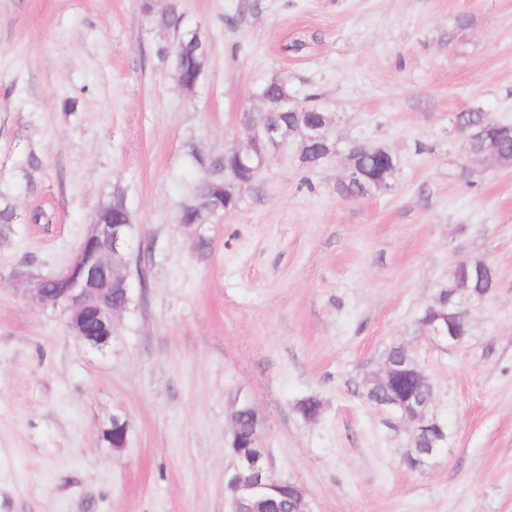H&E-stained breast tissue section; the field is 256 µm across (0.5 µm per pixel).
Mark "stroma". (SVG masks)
<instances>
[{"label": "stroma", "mask_w": 512, "mask_h": 512, "mask_svg": "<svg viewBox=\"0 0 512 512\" xmlns=\"http://www.w3.org/2000/svg\"><path fill=\"white\" fill-rule=\"evenodd\" d=\"M140 3L0 0V193L51 218L0 231V512H228L243 396L271 476L303 485L313 512H512V167L467 161L454 124L512 123V0H181L208 49L192 91ZM274 77L332 115L338 156L305 169L291 139L235 211L177 224L201 176L185 142L246 146ZM356 143L395 155L390 189L337 194ZM117 189L148 277L131 274L97 352L15 273L67 266ZM462 259L497 283L443 351L419 317ZM395 343L447 433L424 472L362 395ZM309 397L313 420L296 409ZM116 415L121 449L102 437Z\"/></svg>", "instance_id": "obj_1"}]
</instances>
